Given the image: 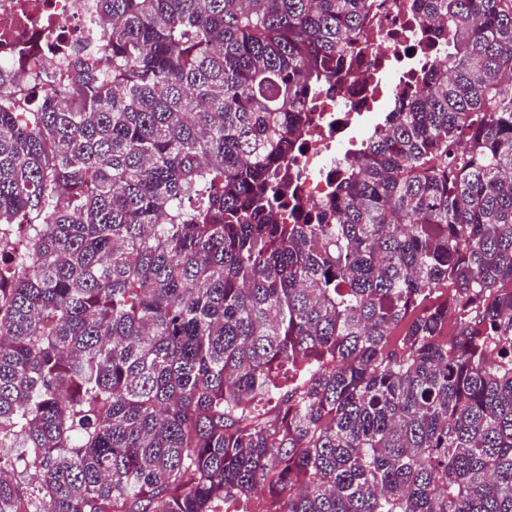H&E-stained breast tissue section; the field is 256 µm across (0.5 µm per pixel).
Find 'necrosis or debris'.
<instances>
[{"mask_svg": "<svg viewBox=\"0 0 512 512\" xmlns=\"http://www.w3.org/2000/svg\"><path fill=\"white\" fill-rule=\"evenodd\" d=\"M91 0H0V66L12 52L34 40L42 50L37 68L45 88H53L59 65L51 43L92 35L102 62H109L107 26L90 14ZM441 61L432 24L423 21L408 0H375L365 36L348 66L338 71L311 101L312 123L298 156L289 160L297 172L288 210L303 217L326 203L336 179L354 160L375 126L372 114L398 99L421 70Z\"/></svg>", "mask_w": 512, "mask_h": 512, "instance_id": "obj_1", "label": "necrosis or debris"}]
</instances>
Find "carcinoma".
<instances>
[{"label": "carcinoma", "mask_w": 512, "mask_h": 512, "mask_svg": "<svg viewBox=\"0 0 512 512\" xmlns=\"http://www.w3.org/2000/svg\"><path fill=\"white\" fill-rule=\"evenodd\" d=\"M409 6L443 63L311 224L374 0H96L111 66L0 72V512H512V0Z\"/></svg>", "instance_id": "cac0c4a2"}]
</instances>
